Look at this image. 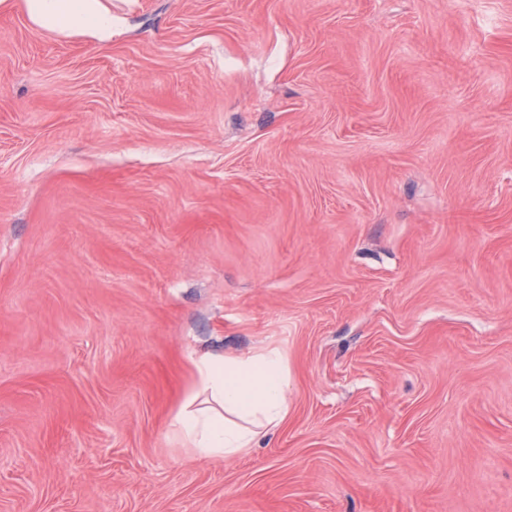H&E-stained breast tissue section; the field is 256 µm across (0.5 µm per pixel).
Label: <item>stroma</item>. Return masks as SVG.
<instances>
[{
  "mask_svg": "<svg viewBox=\"0 0 512 512\" xmlns=\"http://www.w3.org/2000/svg\"><path fill=\"white\" fill-rule=\"evenodd\" d=\"M0 8V512H512V0ZM288 417L196 459L202 354ZM37 25L72 31L107 45L115 21L100 0H22ZM193 388L173 414L170 432L201 460L230 459L275 433L288 415V369L277 348L246 357L192 360Z\"/></svg>",
  "mask_w": 512,
  "mask_h": 512,
  "instance_id": "1",
  "label": "stroma"
}]
</instances>
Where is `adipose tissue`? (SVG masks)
<instances>
[{
    "label": "adipose tissue",
    "instance_id": "adipose-tissue-1",
    "mask_svg": "<svg viewBox=\"0 0 512 512\" xmlns=\"http://www.w3.org/2000/svg\"><path fill=\"white\" fill-rule=\"evenodd\" d=\"M37 25L72 31L105 45L115 22L100 0H23ZM193 388L173 414L170 431L201 460L230 459L276 432L288 415V369L267 347L246 357L194 358Z\"/></svg>",
    "mask_w": 512,
    "mask_h": 512
}]
</instances>
